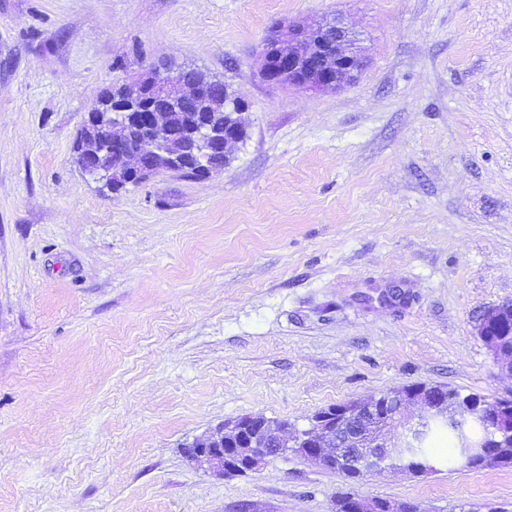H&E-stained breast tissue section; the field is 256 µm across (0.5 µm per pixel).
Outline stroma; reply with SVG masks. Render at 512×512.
Here are the masks:
<instances>
[{"label": "stroma", "instance_id": "stroma-1", "mask_svg": "<svg viewBox=\"0 0 512 512\" xmlns=\"http://www.w3.org/2000/svg\"><path fill=\"white\" fill-rule=\"evenodd\" d=\"M334 17L353 82L260 78L273 25ZM179 65L244 100L230 164L86 177L98 96ZM510 301L512 0H0V512H512V468L352 482L291 452L220 477L184 454L412 383L512 398L477 334Z\"/></svg>", "mask_w": 512, "mask_h": 512}]
</instances>
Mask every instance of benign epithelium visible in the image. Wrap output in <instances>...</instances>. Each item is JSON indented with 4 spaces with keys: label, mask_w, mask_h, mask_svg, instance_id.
I'll return each mask as SVG.
<instances>
[{
    "label": "benign epithelium",
    "mask_w": 512,
    "mask_h": 512,
    "mask_svg": "<svg viewBox=\"0 0 512 512\" xmlns=\"http://www.w3.org/2000/svg\"><path fill=\"white\" fill-rule=\"evenodd\" d=\"M358 42L357 33L340 18L325 23L287 22L263 40L260 76L268 83H286L304 93L338 88L364 67ZM191 71L179 66L163 74L151 72L146 80L136 79L128 85L122 99L114 100L112 111L89 112L86 126L100 132L132 126L142 136L134 145L114 137L103 153L79 148L80 170L110 189L148 179L153 173L151 161L162 153L167 154L168 168L179 167L182 157L171 150L174 142L190 146L195 167L205 178L215 171L216 160L231 157V148L247 134V125L239 121L242 113H225L222 129L212 126L204 114L191 129H174L167 120L169 105L217 100V82L197 83ZM446 399V389L441 387L408 385L388 390L365 401L316 412L309 428L295 433L290 441L282 437L283 426L274 427L262 416L245 415L191 442L186 457L207 462L222 476L228 470H253L269 458L293 451L317 463L333 456L369 476L394 460L405 461L435 420H446L463 431L479 417L489 433H502L500 410L481 400L460 399L449 414L443 410ZM415 403L423 407L418 421H402L405 409Z\"/></svg>",
    "instance_id": "1"
}]
</instances>
